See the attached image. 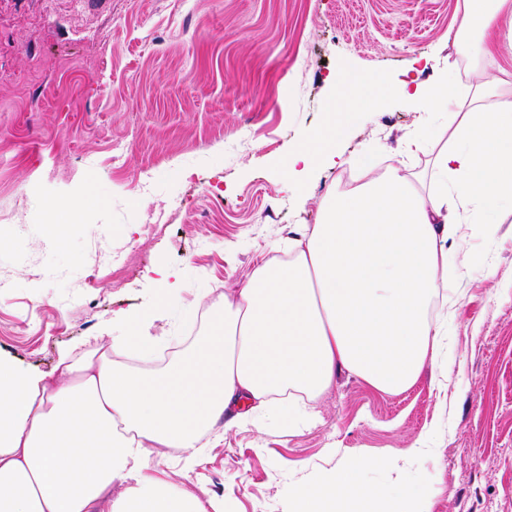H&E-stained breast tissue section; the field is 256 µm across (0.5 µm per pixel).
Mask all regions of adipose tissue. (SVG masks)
<instances>
[{
    "label": "adipose tissue",
    "mask_w": 512,
    "mask_h": 512,
    "mask_svg": "<svg viewBox=\"0 0 512 512\" xmlns=\"http://www.w3.org/2000/svg\"><path fill=\"white\" fill-rule=\"evenodd\" d=\"M456 26L473 63L512 62V0H464ZM475 94L491 107L463 106L450 74L433 84L383 73L345 83L327 126L289 151V176L335 157L350 113L390 99L426 115L447 111L450 137L433 160L440 191H421L392 167L325 197L320 222L289 241L288 261L257 265L211 307L187 357L152 373L127 366L128 355L148 359L162 344L149 310L113 319L95 349L60 355L49 376L0 363V512H207L149 465L152 449H184L192 470L200 431L272 410L306 418L293 401L274 406L273 395H319L342 372L382 392L411 387L442 354L445 330L431 312L469 206L494 215L512 201V88L493 80ZM390 462L355 457L294 490L293 512H379L388 493L360 473Z\"/></svg>",
    "instance_id": "ef3b65f1"
}]
</instances>
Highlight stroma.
Wrapping results in <instances>:
<instances>
[{
	"instance_id": "1",
	"label": "stroma",
	"mask_w": 512,
	"mask_h": 512,
	"mask_svg": "<svg viewBox=\"0 0 512 512\" xmlns=\"http://www.w3.org/2000/svg\"><path fill=\"white\" fill-rule=\"evenodd\" d=\"M463 0H0V361L50 373L118 314L159 309L164 343L132 368L161 369L206 330L210 306L319 223L323 197L353 185L364 158L398 160L433 189L444 114L399 103L358 113L336 141L342 162L305 184L288 151L327 125L351 73L424 81L456 63ZM429 124L432 145L410 139ZM212 190H204L203 181ZM77 207L65 241L50 208ZM164 216L162 234L144 233ZM468 276L448 305L444 363L401 393L341 373L308 398L314 419L270 412L197 446L186 488L218 512H289L293 488L358 453L391 454L362 479L428 512H512V217L470 225ZM178 299L161 305L160 273Z\"/></svg>"
}]
</instances>
